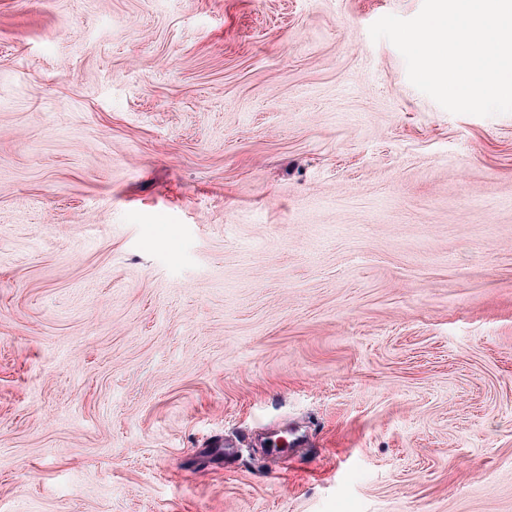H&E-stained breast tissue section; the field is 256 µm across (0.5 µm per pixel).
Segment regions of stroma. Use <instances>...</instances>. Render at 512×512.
<instances>
[{"instance_id":"stroma-1","label":"stroma","mask_w":512,"mask_h":512,"mask_svg":"<svg viewBox=\"0 0 512 512\" xmlns=\"http://www.w3.org/2000/svg\"><path fill=\"white\" fill-rule=\"evenodd\" d=\"M422 4L0 0V512H512V114Z\"/></svg>"}]
</instances>
